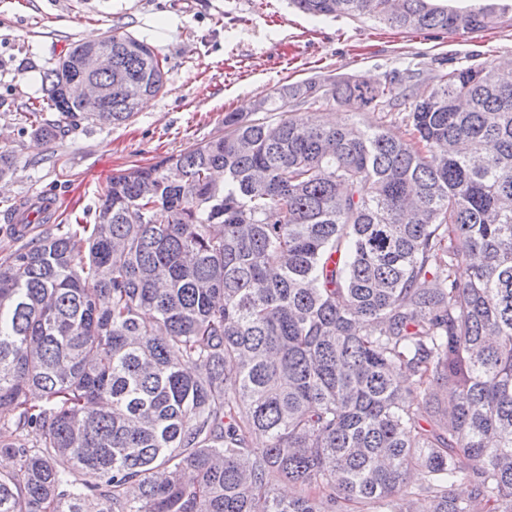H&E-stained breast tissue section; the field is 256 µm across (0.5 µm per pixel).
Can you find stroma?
Here are the masks:
<instances>
[{
	"instance_id": "stroma-1",
	"label": "stroma",
	"mask_w": 512,
	"mask_h": 512,
	"mask_svg": "<svg viewBox=\"0 0 512 512\" xmlns=\"http://www.w3.org/2000/svg\"><path fill=\"white\" fill-rule=\"evenodd\" d=\"M120 28L152 44L167 74L164 92L120 125L65 123L45 142L26 103L42 98V73L89 34ZM512 59V26L448 36L398 32L378 20L316 19L289 0H0V149L17 162L0 181V256L14 247L4 214L52 197L59 224H89L113 172L152 163L223 130L224 115L256 118L280 86L320 76L377 79L408 67Z\"/></svg>"
}]
</instances>
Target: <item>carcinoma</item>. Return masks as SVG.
Here are the masks:
<instances>
[{
  "instance_id": "obj_1",
  "label": "carcinoma",
  "mask_w": 512,
  "mask_h": 512,
  "mask_svg": "<svg viewBox=\"0 0 512 512\" xmlns=\"http://www.w3.org/2000/svg\"><path fill=\"white\" fill-rule=\"evenodd\" d=\"M291 3L405 32L512 20ZM89 48L112 55L87 74L106 122L165 89L156 49L113 29L44 71L70 121H96L67 93ZM305 104L348 119L289 116ZM257 108L283 118L228 112L112 174L93 223L0 258V512H512V69L314 77Z\"/></svg>"
}]
</instances>
